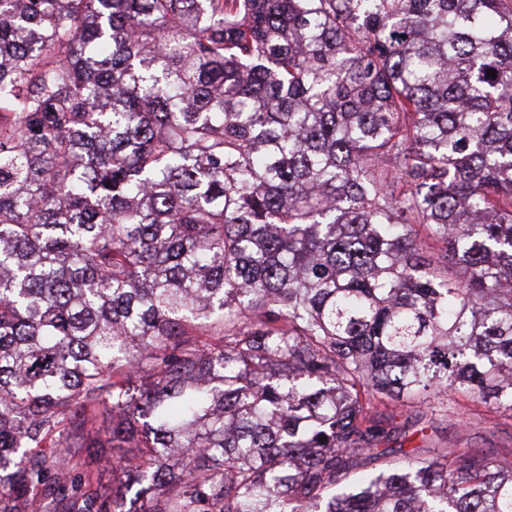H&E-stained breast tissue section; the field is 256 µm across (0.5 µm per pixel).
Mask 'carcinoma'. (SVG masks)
<instances>
[{
    "instance_id": "cac0c4a2",
    "label": "carcinoma",
    "mask_w": 512,
    "mask_h": 512,
    "mask_svg": "<svg viewBox=\"0 0 512 512\" xmlns=\"http://www.w3.org/2000/svg\"><path fill=\"white\" fill-rule=\"evenodd\" d=\"M450 393L512 414V0H0V512H512L398 441Z\"/></svg>"
}]
</instances>
